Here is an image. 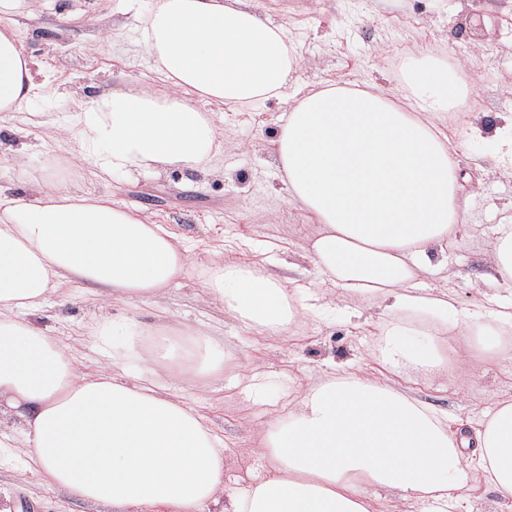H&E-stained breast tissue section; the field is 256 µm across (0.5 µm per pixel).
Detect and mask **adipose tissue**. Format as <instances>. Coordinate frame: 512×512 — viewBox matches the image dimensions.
<instances>
[{
	"label": "adipose tissue",
	"instance_id": "adipose-tissue-1",
	"mask_svg": "<svg viewBox=\"0 0 512 512\" xmlns=\"http://www.w3.org/2000/svg\"><path fill=\"white\" fill-rule=\"evenodd\" d=\"M0 0V113L55 94L35 83L12 17ZM141 46L158 84L74 101L73 117L47 139L83 170L82 182L46 181L29 195L0 191V415L18 418L39 481L112 512H370L367 489L405 500H448L470 472L512 495V401L474 438L390 385L327 373L280 418L255 429L265 477L246 493L224 486V440L199 409L138 374L148 364L179 378L224 370V350L206 331L177 321L144 329L130 317L90 328L106 364L80 375L72 349L28 319L67 284L106 302L136 306L192 269L190 250L161 225L94 194L84 180L170 169L208 173L224 156V130L209 103L247 108L287 99L273 156L290 204L318 231L309 256L340 298L371 296L383 313L444 319L450 293L419 280L430 255L461 221L456 156L463 143L441 129L470 93L456 69L418 52L398 92L330 85L291 92L300 55L290 31L247 0H157L141 19ZM491 280L512 288V224L488 250ZM207 298L246 328L276 334L302 308L286 285L251 265H216ZM487 321L469 315L461 335L512 352V301L487 300ZM383 352L395 370L438 372L454 349L410 347L389 329Z\"/></svg>",
	"mask_w": 512,
	"mask_h": 512
}]
</instances>
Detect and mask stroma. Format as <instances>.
<instances>
[{
  "label": "stroma",
  "mask_w": 512,
  "mask_h": 512,
  "mask_svg": "<svg viewBox=\"0 0 512 512\" xmlns=\"http://www.w3.org/2000/svg\"><path fill=\"white\" fill-rule=\"evenodd\" d=\"M272 24L285 25L301 58L298 87L333 82H375L398 88L407 59L432 53L459 70L470 88L465 118L450 116L446 132L463 137L458 165L464 174L461 208L464 221L449 235L443 267L422 277L424 291H448L458 312L484 310V297L495 288L487 279L485 250L497 225L512 220V176L497 173L496 128L512 118V0H253ZM153 0H37L33 9L13 17L37 79H49L63 96L38 100L28 111L0 122V188L26 194L30 179L50 175L73 182L80 170L56 163L41 152L43 130L36 113L65 118L73 98H93L118 88H145L156 75L138 44L137 26ZM288 104L262 101L240 111L224 108V159L219 172L202 175L169 171L145 173L132 180L89 182L91 191L111 193L127 208L145 214L183 239L193 259L191 274L173 282L154 300L130 309L120 302L101 306L89 289L64 288L61 296L31 319L69 344L79 371L99 369L89 327L102 316L135 315L143 327L162 320L186 319L210 331L224 346L223 374L188 383L159 372V384L200 401L203 414L224 439L226 485L246 491L268 468L253 447L249 423H263L288 403L287 380L304 389L325 373L362 372L385 381L434 407L449 420H462L475 431L491 418L501 400L512 399V357L483 351L475 338L450 331L434 337L413 336V345H451L466 357L442 374L389 371L378 342L386 329L413 323L410 315L381 316L374 299L348 298L318 307L315 315L276 335L245 329L222 307L210 303L201 275L216 264L256 265L309 300L321 275L307 248L317 231L302 210L290 204L273 161L271 143ZM479 135H466L469 123ZM264 382L263 403H256L251 376ZM19 456L0 467V507L11 512H111L84 504L65 492L43 486ZM448 512H512L503 498L480 478L455 491Z\"/></svg>",
  "instance_id": "obj_1"
}]
</instances>
